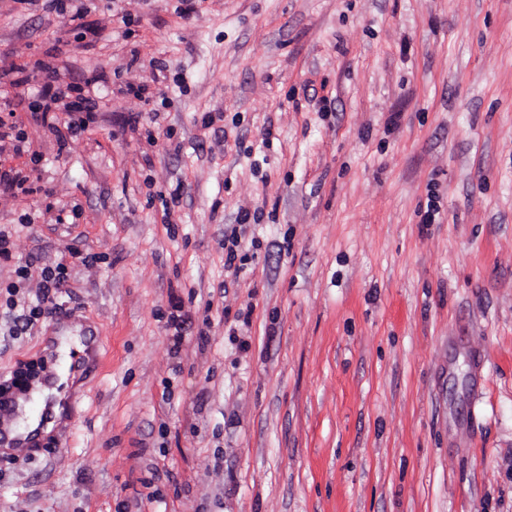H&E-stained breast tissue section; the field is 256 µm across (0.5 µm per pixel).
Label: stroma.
<instances>
[{"label": "stroma", "mask_w": 512, "mask_h": 512, "mask_svg": "<svg viewBox=\"0 0 512 512\" xmlns=\"http://www.w3.org/2000/svg\"><path fill=\"white\" fill-rule=\"evenodd\" d=\"M180 5L0 0V381L96 349L0 512H512V0ZM250 211L248 209H241L238 212L237 221L240 226V232L237 229H234L230 236H226L224 234V265L227 267H232L236 259L238 258L237 247H240L241 236L244 235L247 231L248 226L250 225ZM230 243V245H229ZM67 270V264L61 261L58 262L54 268L47 266L36 268L33 270V273L30 269H25L21 274H23L24 277H32L34 273H37L38 277L41 279L40 283L43 288V298L41 302L44 304L45 301L52 302L50 299L52 290L57 292L60 288H65L68 279Z\"/></svg>", "instance_id": "obj_1"}]
</instances>
